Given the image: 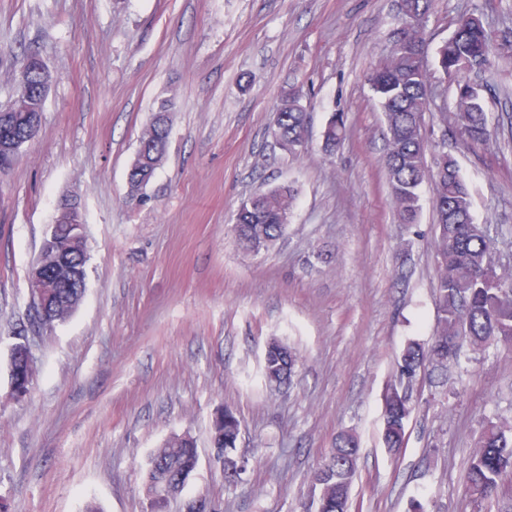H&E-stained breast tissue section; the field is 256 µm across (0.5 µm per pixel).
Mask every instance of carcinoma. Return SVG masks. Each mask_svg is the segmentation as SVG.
<instances>
[{
  "instance_id": "carcinoma-1",
  "label": "carcinoma",
  "mask_w": 512,
  "mask_h": 512,
  "mask_svg": "<svg viewBox=\"0 0 512 512\" xmlns=\"http://www.w3.org/2000/svg\"><path fill=\"white\" fill-rule=\"evenodd\" d=\"M433 0H405L408 21L403 26L406 44L393 50L371 73L369 83L383 109L386 131L385 165L390 196L402 224L417 222L419 189L428 181L438 216L433 248L437 258L436 307L438 322L428 345L408 342L397 361V373L384 395L382 440L397 455L405 447V426L413 411L410 387L421 368L445 365L459 356L462 346L485 351L498 343L512 345V269L497 268L494 256L497 237L490 225L475 222L471 192L460 174L457 160L447 151H435L429 143L423 116L431 105V73L424 66L419 46L424 43L423 22ZM492 33L472 14H460L448 40L438 51L444 77L467 97L463 112H454V125L470 147L487 145L495 136L486 112L484 86L466 78L482 73L493 55ZM51 75L42 57L23 56L11 104L0 112V173L14 162L4 147L40 129ZM309 112L298 90L282 92L276 111L275 137L293 154L307 144ZM345 136L343 117L331 115L323 134V150L332 153ZM169 124L155 120L145 124L131 164L129 189L149 183L165 156ZM294 200L288 185L269 187L246 198L235 211L233 230L241 246L250 252L267 250L287 230ZM44 245L53 249L66 269L57 288L45 289L39 318L29 325L42 330L68 319L80 304L86 284L88 260L86 235L70 231V222L52 225ZM27 327L13 332L16 342L9 359V375L16 397L26 396L33 382L29 345L20 340ZM297 357L287 342L270 341L263 359L266 384L292 380ZM240 420L229 410L213 421L212 444L223 469L236 467L235 450ZM360 444L351 432L339 433L323 462L313 471L314 489L308 512H348L351 491L358 473ZM198 464L193 439L187 435L168 439L151 454L145 473V490L151 512H165L170 498L184 489ZM512 473V423L491 422L473 451L463 482L469 502L490 498L502 477Z\"/></svg>"
}]
</instances>
